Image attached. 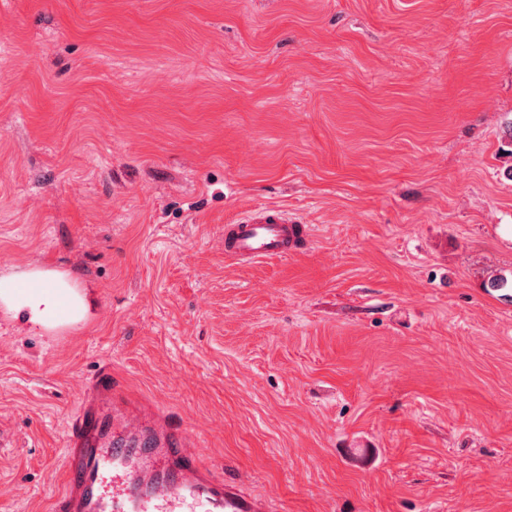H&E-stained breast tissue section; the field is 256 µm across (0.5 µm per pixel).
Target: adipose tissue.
Wrapping results in <instances>:
<instances>
[{"mask_svg":"<svg viewBox=\"0 0 512 512\" xmlns=\"http://www.w3.org/2000/svg\"><path fill=\"white\" fill-rule=\"evenodd\" d=\"M62 287L60 280L52 278L35 283L26 277L4 276L0 277V300L12 305L27 320L39 322L64 311L66 295Z\"/></svg>","mask_w":512,"mask_h":512,"instance_id":"adipose-tissue-1","label":"adipose tissue"}]
</instances>
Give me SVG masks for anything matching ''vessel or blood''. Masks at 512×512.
Returning a JSON list of instances; mask_svg holds the SVG:
<instances>
[{
  "instance_id": "b4317fda",
  "label": "vessel or blood",
  "mask_w": 512,
  "mask_h": 512,
  "mask_svg": "<svg viewBox=\"0 0 512 512\" xmlns=\"http://www.w3.org/2000/svg\"><path fill=\"white\" fill-rule=\"evenodd\" d=\"M296 220L262 206L224 227V253L256 261L287 256L299 246ZM66 437L69 480L59 512H256L257 504L211 474L198 452L173 432L156 447L138 434L112 433V385L100 376Z\"/></svg>"
}]
</instances>
